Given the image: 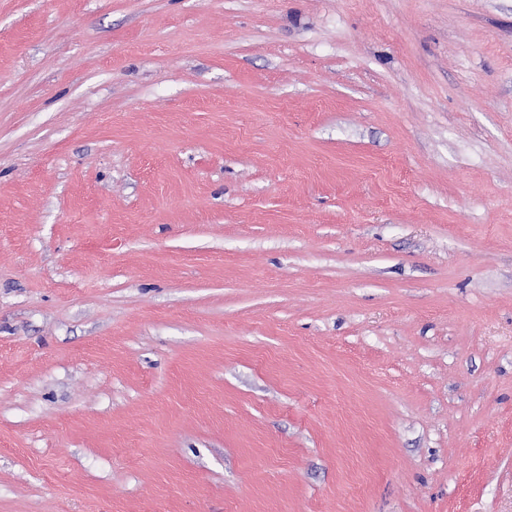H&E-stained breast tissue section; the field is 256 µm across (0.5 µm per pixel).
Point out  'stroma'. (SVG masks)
<instances>
[{
    "mask_svg": "<svg viewBox=\"0 0 512 512\" xmlns=\"http://www.w3.org/2000/svg\"><path fill=\"white\" fill-rule=\"evenodd\" d=\"M0 512H512V0H0Z\"/></svg>",
    "mask_w": 512,
    "mask_h": 512,
    "instance_id": "obj_1",
    "label": "stroma"
}]
</instances>
